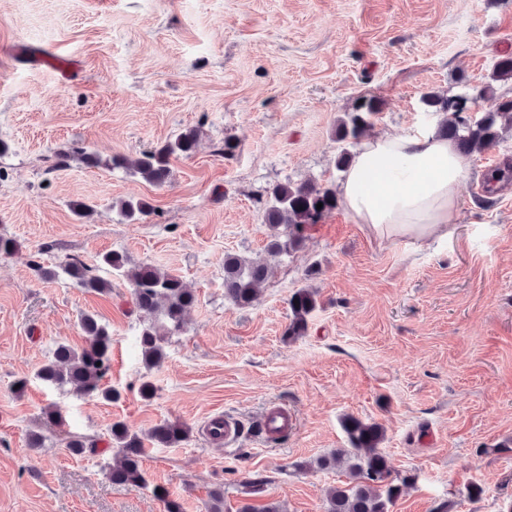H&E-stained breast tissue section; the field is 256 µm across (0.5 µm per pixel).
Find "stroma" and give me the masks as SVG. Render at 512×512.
I'll use <instances>...</instances> for the list:
<instances>
[{
    "label": "stroma",
    "instance_id": "1",
    "mask_svg": "<svg viewBox=\"0 0 512 512\" xmlns=\"http://www.w3.org/2000/svg\"><path fill=\"white\" fill-rule=\"evenodd\" d=\"M512 55V0H0V234L20 249L0 259V512H182L243 501L281 512H323L344 469L296 470L348 447L352 415L381 424L392 468L416 476L391 512H506L512 505V185L482 202L486 174L512 163V137L463 162L460 215L448 237L378 238L337 209L304 248L273 261L258 301L224 297V256L267 259L263 205L288 180L340 185L336 123L362 96L382 111L374 134L436 129L423 93L471 94ZM70 70L61 81L59 68ZM186 128L188 157L161 186L107 166ZM234 155L222 152L225 141ZM82 148L103 163L59 152ZM153 207L129 224L120 200ZM85 203L92 216H76ZM109 251L179 275L195 292L185 330L164 363L145 370L142 321L123 275L104 294L36 265L71 256L98 266ZM316 292L306 336L283 332L288 300ZM112 333V402L48 386L36 373L57 344H85L79 318ZM148 378L152 398L138 386ZM26 381L17 392L18 381ZM295 428L275 442L254 431L267 404ZM56 405L64 426L48 424ZM238 421L230 446L209 442L207 420ZM144 433L165 421L187 441L150 448L147 483H113V422ZM42 447L28 445L30 433ZM83 453L70 450L72 438ZM269 480L245 497L253 475ZM481 497L470 495L473 486Z\"/></svg>",
    "mask_w": 512,
    "mask_h": 512
}]
</instances>
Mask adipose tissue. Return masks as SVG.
Returning <instances> with one entry per match:
<instances>
[{
  "label": "adipose tissue",
  "mask_w": 512,
  "mask_h": 512,
  "mask_svg": "<svg viewBox=\"0 0 512 512\" xmlns=\"http://www.w3.org/2000/svg\"><path fill=\"white\" fill-rule=\"evenodd\" d=\"M462 170L453 144L433 133L376 135L362 143L339 196L379 236L428 238L456 223Z\"/></svg>",
  "instance_id": "adipose-tissue-1"
}]
</instances>
